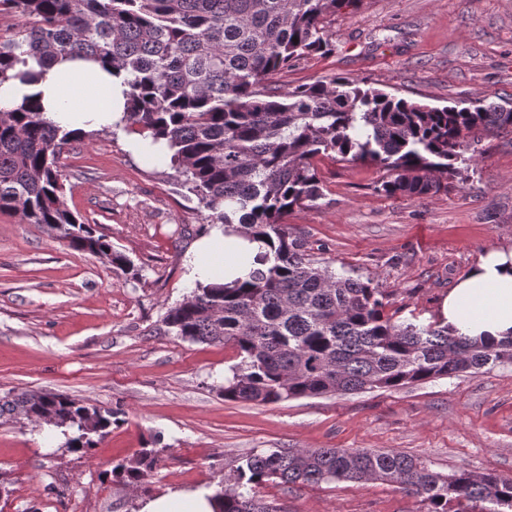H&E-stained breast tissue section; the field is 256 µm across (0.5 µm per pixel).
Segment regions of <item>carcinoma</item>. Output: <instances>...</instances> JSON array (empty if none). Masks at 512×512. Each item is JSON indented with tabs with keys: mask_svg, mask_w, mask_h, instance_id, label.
Returning <instances> with one entry per match:
<instances>
[{
	"mask_svg": "<svg viewBox=\"0 0 512 512\" xmlns=\"http://www.w3.org/2000/svg\"><path fill=\"white\" fill-rule=\"evenodd\" d=\"M361 0H0V83L18 63L42 65L78 54L128 75L126 130L165 140L179 186L207 224H241L267 247L262 267L233 285L194 288L162 319L195 343H222L240 362L220 386L227 401L272 404L293 398L398 389L512 364V336L472 340L440 322L398 323L382 293L314 258L283 218L323 197L317 161L368 163L387 173L378 190L419 198L448 189L482 137L512 130V107L482 100L433 107L358 79L323 77L281 86L273 76L332 50L326 18ZM298 41H293V38ZM86 131L54 126L28 97L0 111V212L43 224L76 251L127 267L129 260L65 205L58 159ZM63 429L65 445L87 453L120 422L119 412L68 395L8 392L0 417L39 419ZM144 448L117 465L127 485L155 468ZM381 480L418 498L424 512H512V477L448 474L399 451L315 448L240 458L231 484L214 493L221 512H275L258 497L284 485Z\"/></svg>",
	"mask_w": 512,
	"mask_h": 512,
	"instance_id": "obj_1",
	"label": "carcinoma"
}]
</instances>
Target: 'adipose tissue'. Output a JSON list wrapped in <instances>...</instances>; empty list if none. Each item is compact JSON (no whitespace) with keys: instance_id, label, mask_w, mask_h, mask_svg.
<instances>
[{"instance_id":"obj_1","label":"adipose tissue","mask_w":512,"mask_h":512,"mask_svg":"<svg viewBox=\"0 0 512 512\" xmlns=\"http://www.w3.org/2000/svg\"><path fill=\"white\" fill-rule=\"evenodd\" d=\"M38 82L12 79L0 84V110H9L27 96L36 97L47 121L66 129L87 130L118 121L129 90L126 74L109 64L83 57H62L39 69ZM257 243L225 235L214 225L199 240L187 261V278L207 284L245 279ZM442 322L471 337L502 339L512 333V248L488 252L467 271L442 303ZM221 500L204 491H170L140 502L138 512H220Z\"/></svg>"}]
</instances>
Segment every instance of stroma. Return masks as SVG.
Wrapping results in <instances>:
<instances>
[{"instance_id":"stroma-1","label":"stroma","mask_w":512,"mask_h":512,"mask_svg":"<svg viewBox=\"0 0 512 512\" xmlns=\"http://www.w3.org/2000/svg\"><path fill=\"white\" fill-rule=\"evenodd\" d=\"M336 48L294 63L282 85L336 75L434 106H512V0H361L338 11ZM99 134L60 158L64 202L131 262L121 270L54 231L0 213V394L65 393L122 411L89 453L47 445L41 425L0 422V512H137L171 489H219L241 456L277 448L403 451L447 473L512 476V365L398 390L256 405L219 392L237 362L221 344L163 325L189 293L184 259L207 234L174 170ZM462 182L417 200L378 191L382 171L329 158L324 195L285 222L333 271H354L396 321H438L439 305L485 253L512 247V133L483 138ZM144 448L145 484L116 465ZM277 512H421L398 485L368 480L259 492Z\"/></svg>"}]
</instances>
